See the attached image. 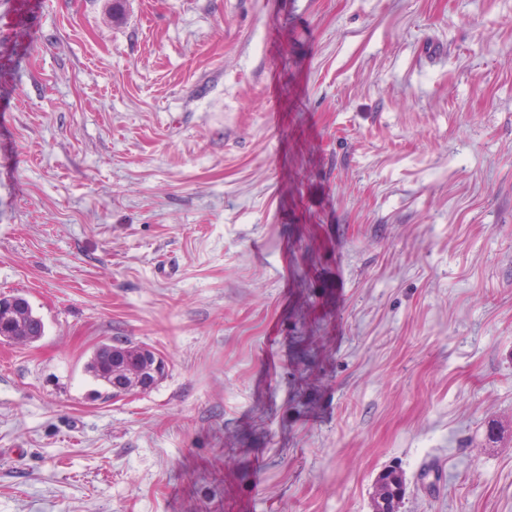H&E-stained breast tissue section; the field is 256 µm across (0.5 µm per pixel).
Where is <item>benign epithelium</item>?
Listing matches in <instances>:
<instances>
[{"label":"benign epithelium","instance_id":"obj_1","mask_svg":"<svg viewBox=\"0 0 512 512\" xmlns=\"http://www.w3.org/2000/svg\"><path fill=\"white\" fill-rule=\"evenodd\" d=\"M169 370L166 358L154 347L143 344L133 360H127L125 346L112 343V385L108 396L117 400L125 395L147 392L158 386Z\"/></svg>","mask_w":512,"mask_h":512}]
</instances>
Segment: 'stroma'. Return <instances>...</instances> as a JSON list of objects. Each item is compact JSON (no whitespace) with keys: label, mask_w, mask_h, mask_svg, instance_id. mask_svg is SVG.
Wrapping results in <instances>:
<instances>
[{"label":"stroma","mask_w":512,"mask_h":512,"mask_svg":"<svg viewBox=\"0 0 512 512\" xmlns=\"http://www.w3.org/2000/svg\"><path fill=\"white\" fill-rule=\"evenodd\" d=\"M111 5L0 6V512H512V0ZM24 303V308L13 311L14 319L7 320L6 323H3L2 331L4 334H7L12 337V340H16L18 336H21L19 333H23L25 330V326L29 317L33 316L35 313L29 302L25 299H21ZM112 340V385L106 394L110 399L117 400L132 392L150 391L166 378L168 362L157 349L143 344L137 352L139 345H133L125 338L116 336ZM122 344L132 353L137 352L131 362L127 360L126 348ZM382 483L383 494L381 501L374 498V508L376 512H395L401 502L404 492V479L399 471L392 469L383 470L376 484Z\"/></svg>","instance_id":"35a3bbf8"}]
</instances>
